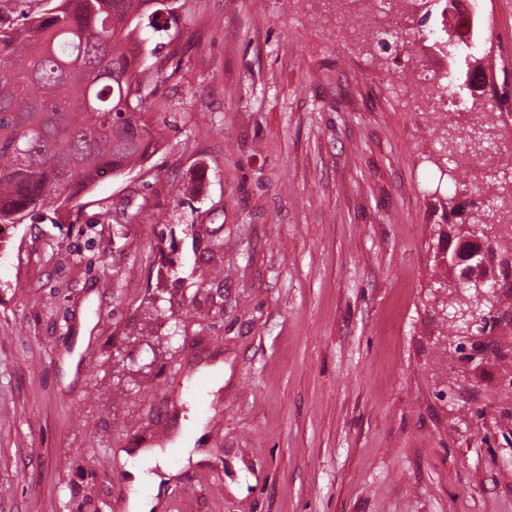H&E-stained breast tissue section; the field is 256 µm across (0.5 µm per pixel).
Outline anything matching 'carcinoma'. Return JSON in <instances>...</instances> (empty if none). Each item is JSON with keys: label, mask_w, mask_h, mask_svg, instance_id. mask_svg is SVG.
<instances>
[{"label": "carcinoma", "mask_w": 512, "mask_h": 512, "mask_svg": "<svg viewBox=\"0 0 512 512\" xmlns=\"http://www.w3.org/2000/svg\"><path fill=\"white\" fill-rule=\"evenodd\" d=\"M0 0V224L70 210L105 172L157 148L137 79L141 15L153 0ZM491 148L448 133L444 149Z\"/></svg>", "instance_id": "carcinoma-1"}]
</instances>
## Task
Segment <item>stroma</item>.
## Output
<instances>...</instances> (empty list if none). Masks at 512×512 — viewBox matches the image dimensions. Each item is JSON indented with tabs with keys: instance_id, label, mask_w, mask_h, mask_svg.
Segmentation results:
<instances>
[{
	"instance_id": "stroma-1",
	"label": "stroma",
	"mask_w": 512,
	"mask_h": 512,
	"mask_svg": "<svg viewBox=\"0 0 512 512\" xmlns=\"http://www.w3.org/2000/svg\"><path fill=\"white\" fill-rule=\"evenodd\" d=\"M170 7L157 151L0 228V512H129V458L181 434L162 512H512V288L455 335L479 198L438 188L446 115L399 90L428 52L347 38L386 0ZM489 38L512 94V0ZM465 97L496 170L512 126Z\"/></svg>"
}]
</instances>
